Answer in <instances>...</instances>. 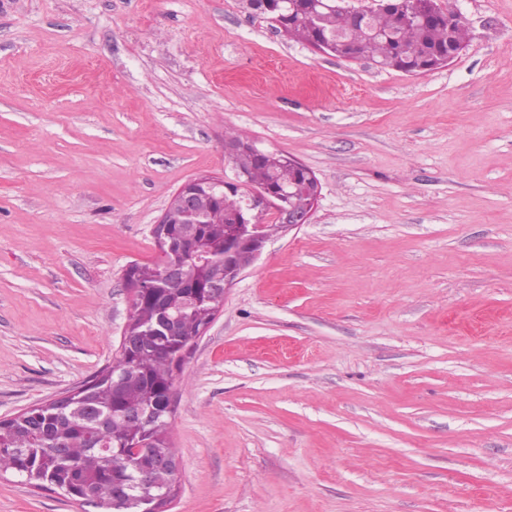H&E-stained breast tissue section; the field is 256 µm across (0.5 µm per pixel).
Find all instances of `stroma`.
<instances>
[{"label": "stroma", "mask_w": 512, "mask_h": 512, "mask_svg": "<svg viewBox=\"0 0 512 512\" xmlns=\"http://www.w3.org/2000/svg\"><path fill=\"white\" fill-rule=\"evenodd\" d=\"M406 74L244 0H0V419L119 352L224 133L317 177L175 373L167 512H512V0ZM0 512H81L0 477Z\"/></svg>", "instance_id": "35a3bbf8"}]
</instances>
